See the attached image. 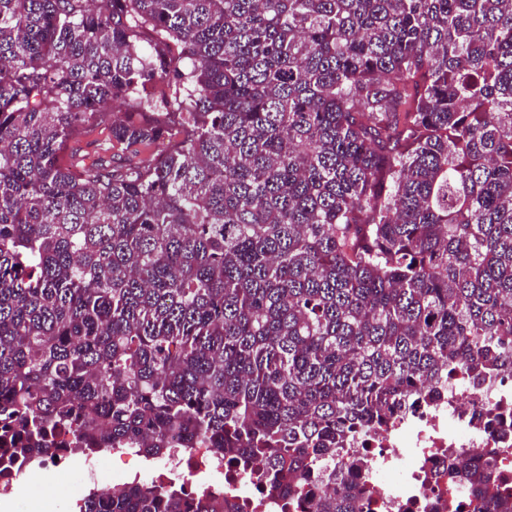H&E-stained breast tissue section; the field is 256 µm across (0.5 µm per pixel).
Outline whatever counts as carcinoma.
Here are the masks:
<instances>
[{
  "instance_id": "carcinoma-1",
  "label": "carcinoma",
  "mask_w": 512,
  "mask_h": 512,
  "mask_svg": "<svg viewBox=\"0 0 512 512\" xmlns=\"http://www.w3.org/2000/svg\"><path fill=\"white\" fill-rule=\"evenodd\" d=\"M93 125L107 157L72 147ZM459 366L512 372V0H0L15 457L77 423L291 493ZM448 470L512 512L494 452ZM326 479L312 512H364ZM81 512L226 507L134 482Z\"/></svg>"
}]
</instances>
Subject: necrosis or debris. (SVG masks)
I'll list each match as a JSON object with an SVG mask.
<instances>
[{
	"label": "necrosis or debris",
	"mask_w": 512,
	"mask_h": 512,
	"mask_svg": "<svg viewBox=\"0 0 512 512\" xmlns=\"http://www.w3.org/2000/svg\"><path fill=\"white\" fill-rule=\"evenodd\" d=\"M422 400L404 399L379 427L354 435L336 459L364 461L360 481L370 492V512H462L469 489L448 473L449 449L470 458L494 448L502 473L512 478V373L480 380L457 371L422 388ZM68 436L51 438L37 463L0 468V512L12 506L32 481H50L67 512H80L89 493L140 480L173 482L186 490L221 491L232 512H312L306 497L289 499L268 487L258 464L234 466L214 448H179L147 467L119 471L114 459L138 457L135 446L70 451Z\"/></svg>",
	"instance_id": "1"
}]
</instances>
